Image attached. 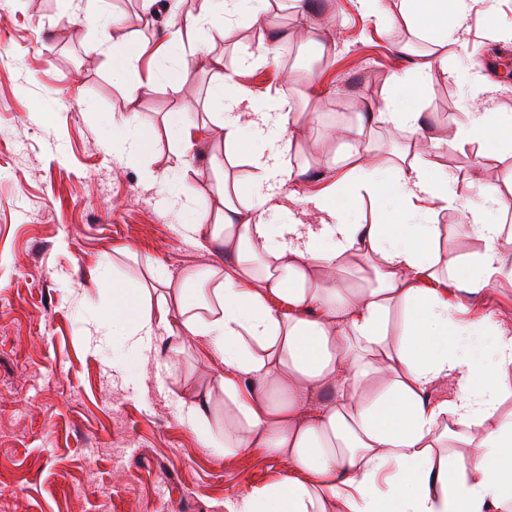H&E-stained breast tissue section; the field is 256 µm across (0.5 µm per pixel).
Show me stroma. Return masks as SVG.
I'll return each instance as SVG.
<instances>
[{"instance_id": "1", "label": "stroma", "mask_w": 512, "mask_h": 512, "mask_svg": "<svg viewBox=\"0 0 512 512\" xmlns=\"http://www.w3.org/2000/svg\"><path fill=\"white\" fill-rule=\"evenodd\" d=\"M304 2L325 27L315 63H287V52L308 47L304 20L292 0H274L269 23L241 14L230 35L187 42V57L197 60L187 84L174 77L178 57L141 58L131 76L153 69L162 78L130 101L107 49L121 37L154 46L168 15L148 25L140 0H104L98 20L86 23L73 18L75 0H0V512H229L242 492L287 474V461L257 449L227 455L200 446L181 405L206 390L213 402L224 398V367L203 342L184 338L174 352L162 334L153 357L130 352L118 365L111 346L88 338L112 308L113 283L152 284L157 268L175 285L187 271L223 268V255L179 233L192 211L224 207L208 168L210 152L224 147L217 84L308 113L286 157L292 177L274 202L285 222L321 223L312 197L342 174L349 150L364 147L341 131L366 104L398 94L395 77L409 74L428 44L397 53V43L411 40L399 0H380L386 26L358 0ZM463 26L462 56L415 94L436 124L472 104L469 86L455 78L470 65L494 84L486 107L512 113V41L492 35L512 28V0H474ZM207 54L223 57V71L201 64ZM129 112L155 131L136 162L112 152V119ZM169 112L196 126L191 153L169 133ZM422 157L462 183L477 168L486 185L512 180L510 156L471 149ZM161 181L176 192L190 186L191 210L166 206ZM486 205L473 189L432 216L448 236L440 261L460 276L472 275L485 243L458 236L457 227Z\"/></svg>"}]
</instances>
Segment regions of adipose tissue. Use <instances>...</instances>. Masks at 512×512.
Wrapping results in <instances>:
<instances>
[{"label": "adipose tissue", "instance_id": "adipose-tissue-1", "mask_svg": "<svg viewBox=\"0 0 512 512\" xmlns=\"http://www.w3.org/2000/svg\"><path fill=\"white\" fill-rule=\"evenodd\" d=\"M249 2L203 0L197 15L170 22L161 52L181 47L184 36L229 29ZM469 9L470 0H404V25L432 45L411 87L465 48ZM431 11L444 23L428 27ZM214 101L224 147L209 168L226 182L224 210L212 221L197 215L180 233L220 249L229 265L187 272L169 291L114 284L100 341L146 356L161 326L172 336L202 338L207 355L223 364V410L207 395L187 405L202 446L228 455L255 448L290 464L278 481L244 491L234 512H502L512 501V410L502 408L512 331L488 315L459 318L488 292L493 275L512 279L496 248L500 225L461 227L486 243L475 274L447 289L420 288L419 276H434L446 240L439 225L419 218L427 205L456 203V179L407 152L367 148L346 157L344 178L316 200L327 222L302 230L281 224L274 197L287 174L286 130L303 124V113H276L220 89ZM382 123L424 129L409 96L360 113L354 134ZM491 137L498 149L512 148V113L475 103L427 143L462 152ZM228 159L236 174L226 171ZM355 179L379 206L398 197L406 223L350 221ZM353 268L364 287L345 284ZM202 281L211 287L199 297L193 289ZM272 296L287 297V309L270 307ZM448 381L455 390L433 397L434 386Z\"/></svg>", "mask_w": 512, "mask_h": 512}]
</instances>
